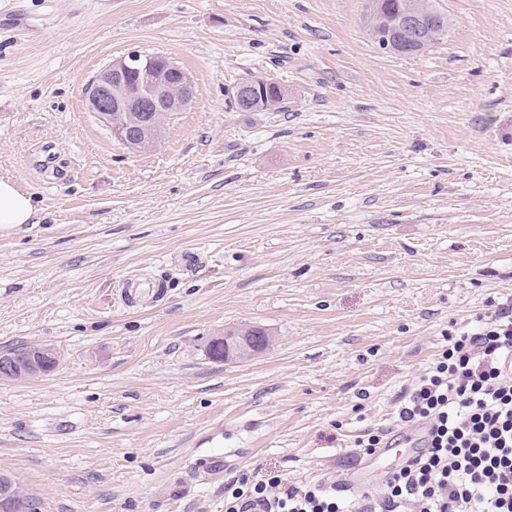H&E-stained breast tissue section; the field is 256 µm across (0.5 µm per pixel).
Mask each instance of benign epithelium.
Instances as JSON below:
<instances>
[{
	"mask_svg": "<svg viewBox=\"0 0 512 512\" xmlns=\"http://www.w3.org/2000/svg\"><path fill=\"white\" fill-rule=\"evenodd\" d=\"M421 0H408L405 12L390 17L386 28L397 30L402 26H416L422 22ZM194 95V83L189 74L169 60L158 66L148 53L138 50L113 59L87 83L84 100L88 111L105 122L112 137L129 148L150 150L161 140L160 133L141 127L142 142L132 141L133 134L124 126L112 124L114 112H180ZM211 345L223 347L216 359L245 361L256 354L249 336H217ZM59 360L58 353L45 346H33L24 356L0 354V379L14 380L41 376L45 372V359Z\"/></svg>",
	"mask_w": 512,
	"mask_h": 512,
	"instance_id": "benign-epithelium-1",
	"label": "benign epithelium"
}]
</instances>
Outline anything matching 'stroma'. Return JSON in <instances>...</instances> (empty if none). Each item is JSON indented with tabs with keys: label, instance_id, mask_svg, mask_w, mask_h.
Segmentation results:
<instances>
[{
	"label": "stroma",
	"instance_id": "1",
	"mask_svg": "<svg viewBox=\"0 0 512 512\" xmlns=\"http://www.w3.org/2000/svg\"><path fill=\"white\" fill-rule=\"evenodd\" d=\"M370 5L0 0V177L40 204L0 230V354L60 355L0 380V472L38 512H224L203 451L341 482L365 429L404 440L444 336L512 298V0H433L448 31L413 55ZM134 50L195 85L148 152L83 99ZM254 80L280 110L233 105ZM245 324L268 348L213 359ZM244 87V92L249 96L251 105L248 109L242 110L237 104L236 97L237 93ZM284 97V91L277 84L263 82L261 85H255L253 82H243L237 85L233 93V102L238 109L244 112H260L280 109V105L283 103Z\"/></svg>",
	"mask_w": 512,
	"mask_h": 512
}]
</instances>
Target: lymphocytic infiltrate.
<instances>
[{
    "label": "lymphocytic infiltrate",
    "mask_w": 512,
    "mask_h": 512,
    "mask_svg": "<svg viewBox=\"0 0 512 512\" xmlns=\"http://www.w3.org/2000/svg\"><path fill=\"white\" fill-rule=\"evenodd\" d=\"M397 427L428 437L386 477L360 512H512V300L478 328L448 334L437 358L405 390ZM282 474L237 471L224 512H346L339 488L321 482L281 492Z\"/></svg>",
    "instance_id": "1"
}]
</instances>
